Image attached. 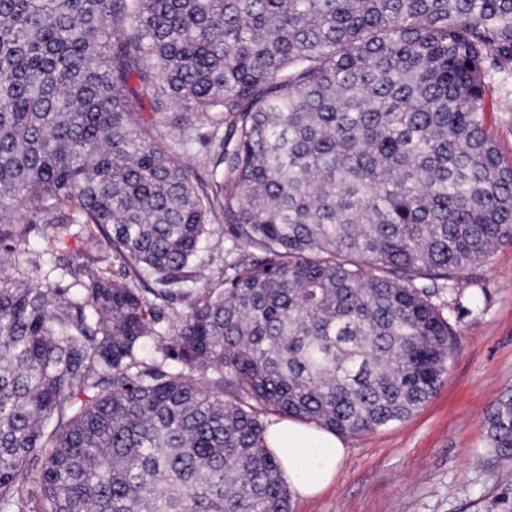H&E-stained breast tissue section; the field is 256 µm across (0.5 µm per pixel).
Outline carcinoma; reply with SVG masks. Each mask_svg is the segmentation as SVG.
Listing matches in <instances>:
<instances>
[{"instance_id": "carcinoma-1", "label": "carcinoma", "mask_w": 512, "mask_h": 512, "mask_svg": "<svg viewBox=\"0 0 512 512\" xmlns=\"http://www.w3.org/2000/svg\"><path fill=\"white\" fill-rule=\"evenodd\" d=\"M511 68L512 0H0V253L86 246L0 277V512H289L262 412L410 416L457 347L437 283L512 242L485 82ZM153 96L224 127L212 192ZM217 208L259 255L204 282ZM102 239L153 298L94 267ZM486 424L512 458V395ZM13 248V256H15L16 263L13 256L11 259L13 268H11L10 265H1L0 262V274L2 272L17 275L18 259L20 262H22L26 257H30L32 255H40L41 263H44L46 267H48L54 264V256H70L84 250V248L81 246L80 240L69 235L64 236L63 240L49 242L34 234L31 235L26 241L24 240L14 243ZM202 284H197L196 286L191 283L186 284H178L171 286L173 288L174 295L168 302L161 303V317L162 324L164 326L171 325L176 322V320L184 314L188 310L189 303L191 302L192 297H186V292L192 290L196 291L197 286H201Z\"/></svg>"}]
</instances>
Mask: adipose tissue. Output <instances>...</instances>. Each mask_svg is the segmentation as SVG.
I'll return each instance as SVG.
<instances>
[{"mask_svg":"<svg viewBox=\"0 0 512 512\" xmlns=\"http://www.w3.org/2000/svg\"><path fill=\"white\" fill-rule=\"evenodd\" d=\"M266 442L293 491L302 497L317 495L335 479L345 453L336 433L292 419L272 424Z\"/></svg>","mask_w":512,"mask_h":512,"instance_id":"ef3b65f1","label":"adipose tissue"}]
</instances>
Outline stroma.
I'll return each instance as SVG.
<instances>
[{"label": "stroma", "instance_id": "obj_1", "mask_svg": "<svg viewBox=\"0 0 512 512\" xmlns=\"http://www.w3.org/2000/svg\"><path fill=\"white\" fill-rule=\"evenodd\" d=\"M488 97L505 161H512V71L490 72ZM174 116L163 128L165 144L186 163L197 191L211 188V160L203 134L210 128L178 107L159 101ZM213 234L198 261L210 280L223 279L248 253L224 237V216H210ZM22 260L81 252L79 239L50 242L39 236L14 243ZM470 285L440 292L437 302L459 336V347L431 398L410 417L358 435H342L345 457L335 481L312 498L291 496L290 512H512V459L487 448L486 415L512 394V243L475 264Z\"/></svg>", "mask_w": 512, "mask_h": 512}]
</instances>
